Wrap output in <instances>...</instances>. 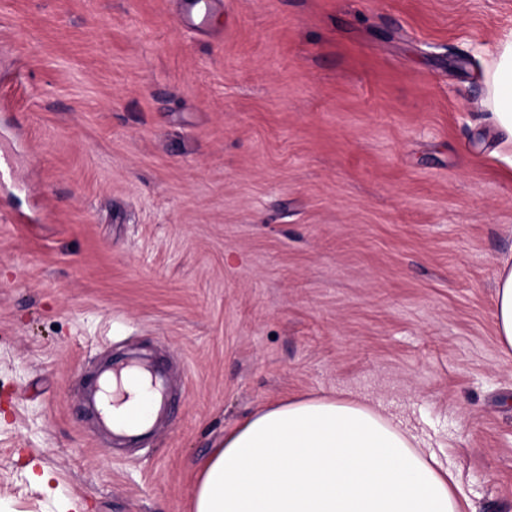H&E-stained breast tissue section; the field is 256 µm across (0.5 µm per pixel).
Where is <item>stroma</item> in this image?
I'll list each match as a JSON object with an SVG mask.
<instances>
[{
  "label": "stroma",
  "instance_id": "obj_1",
  "mask_svg": "<svg viewBox=\"0 0 512 512\" xmlns=\"http://www.w3.org/2000/svg\"><path fill=\"white\" fill-rule=\"evenodd\" d=\"M509 32L512 0H0V512H192L226 429L336 393L512 512ZM120 355L170 377L133 446L84 406ZM487 80L491 88L489 110L493 130L512 145V33L500 40ZM495 322L498 343L506 362L512 361V265L504 264L496 279Z\"/></svg>",
  "mask_w": 512,
  "mask_h": 512
}]
</instances>
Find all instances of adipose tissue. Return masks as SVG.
<instances>
[{
    "mask_svg": "<svg viewBox=\"0 0 512 512\" xmlns=\"http://www.w3.org/2000/svg\"><path fill=\"white\" fill-rule=\"evenodd\" d=\"M487 80L490 119L512 145V33ZM495 322L512 361V265L496 279ZM161 402L148 372L131 367L99 395L115 431L140 429ZM458 486L434 453L373 409L342 395L268 405L227 431L197 467L193 512H461Z\"/></svg>",
    "mask_w": 512,
    "mask_h": 512,
    "instance_id": "ef3b65f1",
    "label": "adipose tissue"
}]
</instances>
